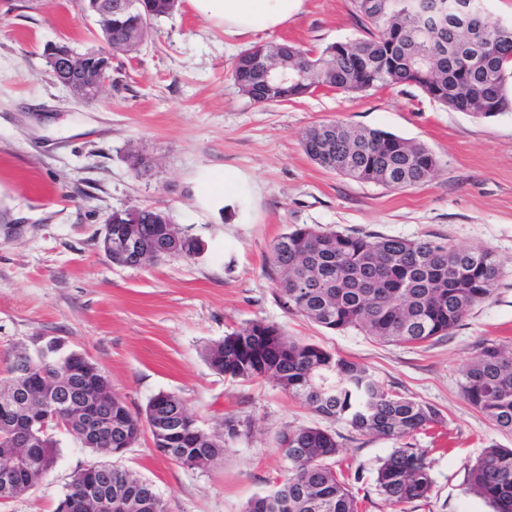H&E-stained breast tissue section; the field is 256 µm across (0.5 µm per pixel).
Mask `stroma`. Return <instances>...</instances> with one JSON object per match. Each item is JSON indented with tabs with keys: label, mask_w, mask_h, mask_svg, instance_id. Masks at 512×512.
<instances>
[{
	"label": "stroma",
	"mask_w": 512,
	"mask_h": 512,
	"mask_svg": "<svg viewBox=\"0 0 512 512\" xmlns=\"http://www.w3.org/2000/svg\"><path fill=\"white\" fill-rule=\"evenodd\" d=\"M85 5L0 0V378L21 345L55 336L83 352L132 411L168 392L205 431L221 430L228 417L245 422L247 434L228 441L205 471L161 455L147 431L116 460L154 485L167 512H244L286 473L277 434L316 421L274 380H232L206 361L209 345L262 319L440 411L441 426L408 439L431 463L432 492L399 507L375 487L394 441L330 424L340 445L335 468L352 476L359 512H491L467 491V468L488 445L512 448V433L468 404L460 381L485 344L512 341V111L476 119L408 85L320 88L267 105L239 91L231 68L246 48L288 41L319 50L363 37L351 0H305L281 28L247 38L227 37L181 0L138 52L113 53L112 85L88 104L51 78L44 56L58 42L103 48ZM328 120L421 143L438 169L405 189L325 170L301 139ZM131 143L152 162L139 176L123 157ZM227 172L249 186L229 207L212 190ZM146 205L169 213L199 241L198 253L143 268L112 265L102 248L107 217ZM296 224L487 249L502 277L450 335L424 344L332 331L288 310L269 273L274 242ZM53 436V471L0 512H55L72 475L96 462L65 430Z\"/></svg>",
	"instance_id": "35a3bbf8"
}]
</instances>
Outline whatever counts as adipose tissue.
Instances as JSON below:
<instances>
[{"label": "adipose tissue", "mask_w": 512, "mask_h": 512, "mask_svg": "<svg viewBox=\"0 0 512 512\" xmlns=\"http://www.w3.org/2000/svg\"><path fill=\"white\" fill-rule=\"evenodd\" d=\"M195 10L216 20L230 37L278 28L304 6V0H190Z\"/></svg>", "instance_id": "ef3b65f1"}]
</instances>
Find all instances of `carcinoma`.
<instances>
[{"instance_id":"obj_1","label":"carcinoma","mask_w":512,"mask_h":512,"mask_svg":"<svg viewBox=\"0 0 512 512\" xmlns=\"http://www.w3.org/2000/svg\"><path fill=\"white\" fill-rule=\"evenodd\" d=\"M135 7L101 28L114 51L132 52L143 42L154 22L172 14L168 0H135ZM366 36L321 51L305 48L294 56L303 83L273 93L259 92L258 102L288 101L326 87L341 93H363L399 85H415L439 106L475 118L512 111L506 91L512 70V25L482 17L471 25L450 19L434 26L423 18L414 0H386L384 13L373 11V0H352ZM248 51L232 69L234 82L262 88V76L245 65ZM334 130V152L342 158L338 173L356 181L393 188L428 182L438 161L424 145L378 128H356L329 120ZM316 127L304 132L302 147L318 166L329 169L318 156ZM128 212L140 224L141 246L164 259L170 246L169 216L151 206H133ZM270 269L288 307L330 330L354 328L381 342L421 344L448 335L471 309L489 299L501 276L493 253L486 249H458L431 240H410L377 234L352 235L295 225L274 243ZM216 371L243 381L275 379L289 395L302 400L326 420L344 421L363 435L399 442L442 422L431 405L394 394L363 365L320 346L294 340L277 324L253 320L227 333L206 350ZM75 369V388L99 408L112 412V432L91 443L69 410L55 402L49 413L81 444L101 455L134 445L149 429L155 447L190 469L194 461L212 463L224 453V437L237 435V420L224 421L225 435L202 430L186 417L188 410L173 393H159L144 414L133 413L124 400L107 402L98 381L86 375V357L61 351L42 367L40 380L53 385L55 368ZM24 384L15 367L0 379V405L5 395ZM462 394L501 430L512 432V347L490 343L462 370ZM277 442L288 461V474L267 493L252 499L245 512H358L345 478L338 477L330 460L336 456V437L319 427L282 431ZM57 458L52 434L36 439L25 467L13 484L0 483V503L31 489L30 475H44ZM112 512H166L153 485L110 464ZM378 493L390 504L425 499L432 491L430 462L425 452L406 444L395 448L376 472ZM468 490L490 504L493 512H512V448H484L468 471Z\"/></svg>"}]
</instances>
